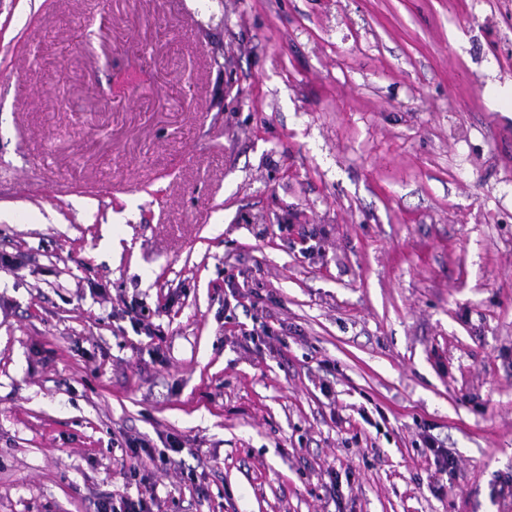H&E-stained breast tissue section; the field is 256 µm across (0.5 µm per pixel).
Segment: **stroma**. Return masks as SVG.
Listing matches in <instances>:
<instances>
[{
  "label": "stroma",
  "mask_w": 512,
  "mask_h": 512,
  "mask_svg": "<svg viewBox=\"0 0 512 512\" xmlns=\"http://www.w3.org/2000/svg\"><path fill=\"white\" fill-rule=\"evenodd\" d=\"M0 254V512H512V0H0ZM423 442L426 448L430 449V452L433 456V464L436 469L440 472H453L456 461L455 458L452 457L450 453H448V449L444 448L443 443L431 434H423ZM118 507L113 504L112 498H107L98 503L97 512H159L160 508L156 497L151 495L148 499L143 496L132 498L120 497Z\"/></svg>",
  "instance_id": "1"
}]
</instances>
